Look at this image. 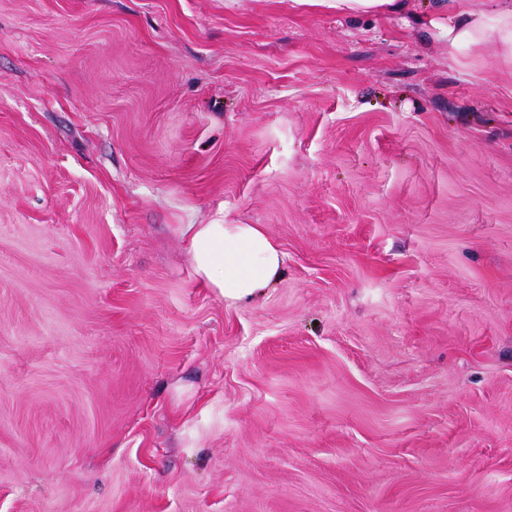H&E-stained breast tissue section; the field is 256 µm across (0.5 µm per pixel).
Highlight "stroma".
Returning <instances> with one entry per match:
<instances>
[{
  "instance_id": "stroma-1",
  "label": "stroma",
  "mask_w": 512,
  "mask_h": 512,
  "mask_svg": "<svg viewBox=\"0 0 512 512\" xmlns=\"http://www.w3.org/2000/svg\"><path fill=\"white\" fill-rule=\"evenodd\" d=\"M448 0H0V512H512V66ZM260 224V297L187 224ZM406 0H295L299 4H312L335 9L340 14H382L404 7ZM197 279L231 303L252 300L277 283L285 254L260 224H187Z\"/></svg>"
}]
</instances>
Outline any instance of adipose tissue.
Segmentation results:
<instances>
[{"mask_svg": "<svg viewBox=\"0 0 512 512\" xmlns=\"http://www.w3.org/2000/svg\"><path fill=\"white\" fill-rule=\"evenodd\" d=\"M453 17H433L429 26L447 37L449 51L478 56L493 48L512 63V0L485 11L475 0H452ZM184 233L197 279L235 303L252 300L277 283L285 255L259 224H189Z\"/></svg>", "mask_w": 512, "mask_h": 512, "instance_id": "adipose-tissue-1", "label": "adipose tissue"}]
</instances>
